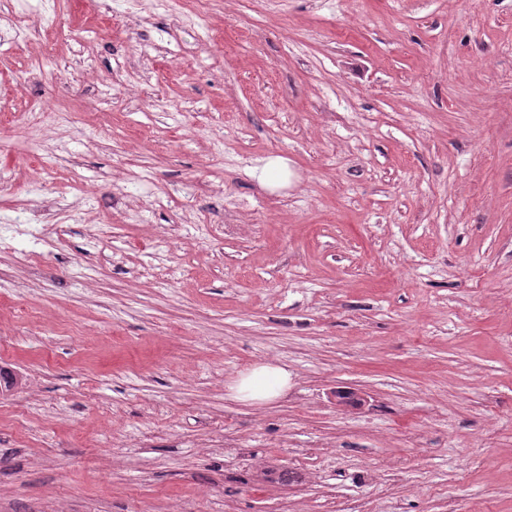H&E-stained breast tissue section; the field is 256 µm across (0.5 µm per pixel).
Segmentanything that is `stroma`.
Returning <instances> with one entry per match:
<instances>
[{"label": "stroma", "instance_id": "35a3bbf8", "mask_svg": "<svg viewBox=\"0 0 512 512\" xmlns=\"http://www.w3.org/2000/svg\"><path fill=\"white\" fill-rule=\"evenodd\" d=\"M0 12V512H512V0ZM288 370L273 363L258 364L240 374L229 385L231 396L240 401L267 403L279 397L288 387Z\"/></svg>", "mask_w": 512, "mask_h": 512}]
</instances>
